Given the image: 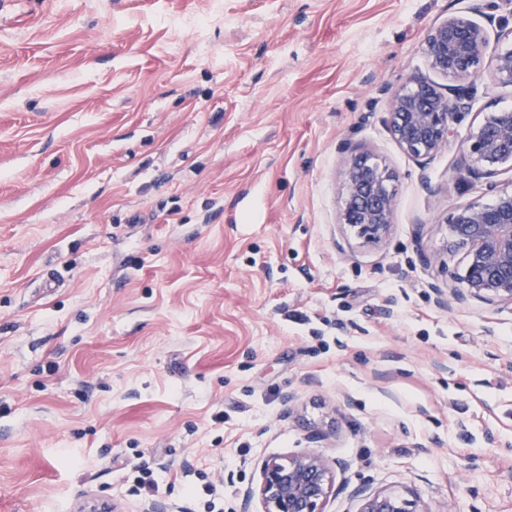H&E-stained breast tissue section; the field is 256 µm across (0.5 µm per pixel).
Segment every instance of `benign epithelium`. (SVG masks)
Masks as SVG:
<instances>
[{"mask_svg":"<svg viewBox=\"0 0 512 512\" xmlns=\"http://www.w3.org/2000/svg\"><path fill=\"white\" fill-rule=\"evenodd\" d=\"M486 0H469L466 10L434 26L424 55L429 69L450 81L445 87L419 74L409 77L393 96L386 117L392 139L407 156L426 167L453 141L460 142L467 177L494 195L490 204H467L447 219L452 243L465 250L464 273L447 287L434 286L436 303L448 310L478 301L512 305V191L498 189L491 178L502 167L512 169V110L490 112L465 135L454 118L470 109V86L488 52L485 26L474 17L485 14ZM496 80L512 86V46L495 55ZM397 174L368 153L346 162L339 224L357 237L382 242L389 236L398 198ZM333 486L326 460L307 453L286 462H264L258 495L264 512H323ZM360 512H412L408 501L391 493L357 492Z\"/></svg>","mask_w":512,"mask_h":512,"instance_id":"7a95c632","label":"benign epithelium"}]
</instances>
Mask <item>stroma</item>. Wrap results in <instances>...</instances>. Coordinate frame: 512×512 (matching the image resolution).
<instances>
[{
  "mask_svg": "<svg viewBox=\"0 0 512 512\" xmlns=\"http://www.w3.org/2000/svg\"><path fill=\"white\" fill-rule=\"evenodd\" d=\"M466 4L0 0V512H263L262 462L308 452L324 512H512V307L434 303L493 196L385 125ZM490 13L463 133L512 110ZM359 151L399 177L379 244L337 223ZM362 506L359 512H429V510H410L408 501L391 493L357 492Z\"/></svg>",
  "mask_w": 512,
  "mask_h": 512,
  "instance_id": "obj_1",
  "label": "stroma"
}]
</instances>
